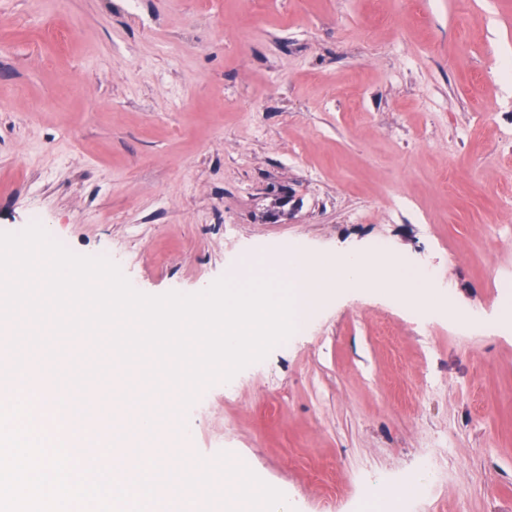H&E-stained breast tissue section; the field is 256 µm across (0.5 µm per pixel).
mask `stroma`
Segmentation results:
<instances>
[{
    "label": "stroma",
    "mask_w": 512,
    "mask_h": 512,
    "mask_svg": "<svg viewBox=\"0 0 512 512\" xmlns=\"http://www.w3.org/2000/svg\"><path fill=\"white\" fill-rule=\"evenodd\" d=\"M470 10L0 0V231L40 213L148 295L385 243L480 314L348 290L199 392L163 442L247 460L292 512L401 472L431 484L424 512H512V0Z\"/></svg>",
    "instance_id": "1"
}]
</instances>
